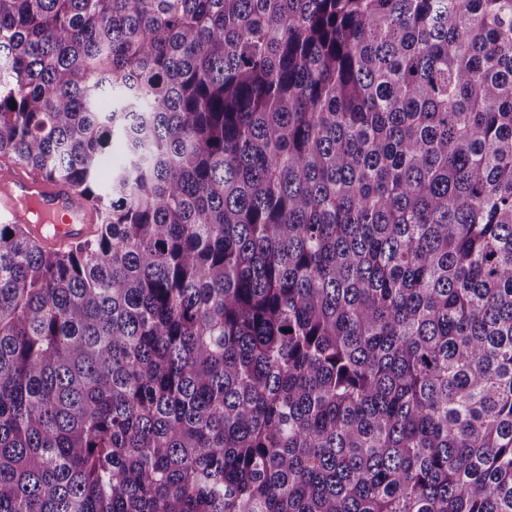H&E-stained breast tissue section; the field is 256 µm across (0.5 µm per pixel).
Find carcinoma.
<instances>
[{"label":"carcinoma","mask_w":512,"mask_h":512,"mask_svg":"<svg viewBox=\"0 0 512 512\" xmlns=\"http://www.w3.org/2000/svg\"><path fill=\"white\" fill-rule=\"evenodd\" d=\"M9 163L0 512H512V0H0ZM33 204L55 227L47 237L49 247L69 248L83 240L97 223V215L85 198L68 185L50 181L40 172L25 166L7 167L0 173V222L26 224L32 235L42 237L45 224L31 218ZM0 223V224H1Z\"/></svg>","instance_id":"cac0c4a2"}]
</instances>
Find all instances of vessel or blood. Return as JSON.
Returning a JSON list of instances; mask_svg holds the SVG:
<instances>
[{"instance_id":"vessel-or-blood-1","label":"vessel or blood","mask_w":512,"mask_h":512,"mask_svg":"<svg viewBox=\"0 0 512 512\" xmlns=\"http://www.w3.org/2000/svg\"><path fill=\"white\" fill-rule=\"evenodd\" d=\"M0 222L27 225L37 237L44 236L45 223H53L55 232L46 236L48 245L63 250L90 234L97 215L68 185L15 165L0 170Z\"/></svg>"}]
</instances>
